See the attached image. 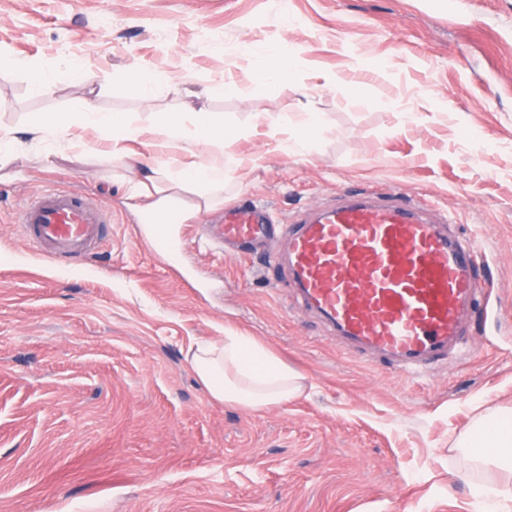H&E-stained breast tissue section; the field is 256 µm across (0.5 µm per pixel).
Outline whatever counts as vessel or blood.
I'll return each mask as SVG.
<instances>
[{
	"label": "vessel or blood",
	"mask_w": 512,
	"mask_h": 512,
	"mask_svg": "<svg viewBox=\"0 0 512 512\" xmlns=\"http://www.w3.org/2000/svg\"><path fill=\"white\" fill-rule=\"evenodd\" d=\"M102 218L75 190L46 189L19 207L23 237L43 256L89 252ZM447 216L401 192L341 196L289 224L266 205L225 214L215 245L255 253L288 238V270L304 303L357 349L421 374L462 341L481 283L480 243L448 233Z\"/></svg>",
	"instance_id": "obj_1"
}]
</instances>
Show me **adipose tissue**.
Returning <instances> with one entry per match:
<instances>
[{
    "label": "adipose tissue",
    "mask_w": 512,
    "mask_h": 512,
    "mask_svg": "<svg viewBox=\"0 0 512 512\" xmlns=\"http://www.w3.org/2000/svg\"><path fill=\"white\" fill-rule=\"evenodd\" d=\"M90 122L111 131L113 154L127 157L130 167L141 168L142 174L133 184V195L144 200L155 214L165 215L183 191L208 203L223 201V159L199 161L193 146L184 141L179 121L165 126L153 149L164 154L181 151L183 162L176 166L158 163L146 168L138 157L126 153L125 142L132 132L130 122L110 113L91 114ZM191 366L211 399L255 411L286 403L304 389L301 373L255 338L231 328L225 330L223 341L199 346L191 356ZM458 445L477 449L478 459L486 464H512V409L479 415L471 429L460 436Z\"/></svg>",
    "instance_id": "ef3b65f1"
}]
</instances>
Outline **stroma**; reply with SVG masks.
<instances>
[{"mask_svg":"<svg viewBox=\"0 0 512 512\" xmlns=\"http://www.w3.org/2000/svg\"><path fill=\"white\" fill-rule=\"evenodd\" d=\"M285 54V81L257 80ZM140 67L154 83H134ZM86 109L132 118L151 164L171 119L190 142L197 113L223 125L224 202L183 194L170 254L140 237L138 173ZM61 112L67 130L27 137ZM0 127V512H479L454 442L477 411L512 408V0H0ZM47 188L101 208L102 247L35 253L17 210ZM380 189L486 247L489 298L419 378L302 306L285 242L234 256L205 232L239 205L285 224ZM228 328L304 392L259 411L211 400L189 357Z\"/></svg>","mask_w":512,"mask_h":512,"instance_id":"35a3bbf8","label":"stroma"}]
</instances>
